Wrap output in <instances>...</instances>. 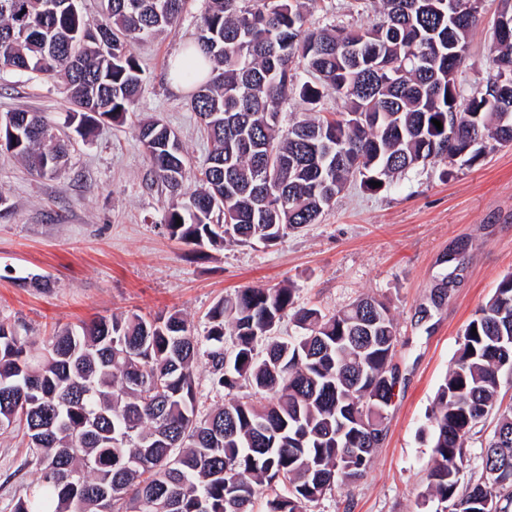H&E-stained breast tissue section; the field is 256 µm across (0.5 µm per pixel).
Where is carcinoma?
<instances>
[{"label": "carcinoma", "instance_id": "carcinoma-1", "mask_svg": "<svg viewBox=\"0 0 512 512\" xmlns=\"http://www.w3.org/2000/svg\"><path fill=\"white\" fill-rule=\"evenodd\" d=\"M186 2L99 0L91 20L79 0L52 13L44 0H0V72L64 77L68 122L88 138L105 120L123 122L146 81L132 46L172 27ZM440 2L382 0L384 20L363 29L309 26L305 0H211L185 47L211 62V75L179 71L195 87L190 107L211 143L193 190L183 189L189 160L176 132L159 119L139 125L151 171L170 193L168 235L199 248L274 244L317 223L353 180L373 192V181L385 186L464 149L474 164L483 156L469 147L475 138L486 151L512 143V0L498 14L508 28L493 29L496 74L456 102L444 75L464 64L479 12L469 6L450 27ZM91 26L97 36H83ZM355 46L379 54L357 62ZM427 49L434 63L408 59ZM327 89L344 111L288 123L280 115L288 97L311 111ZM0 151L54 177L68 144L44 116L19 110L0 126ZM288 313L300 334L282 339L273 331ZM396 346L384 302L365 297L326 315L294 306L289 286L219 300L203 336L178 312L132 313L58 331L36 347L0 322V426L23 431L39 471L12 512H254L262 487L277 485L284 492L265 512H303L370 469L385 437ZM201 355L214 397L231 395L204 414ZM506 374L512 273L466 325L428 417L434 512H484L487 499L512 512V404L497 405ZM244 386L261 401L236 394ZM493 413L479 476L466 481L465 442Z\"/></svg>", "mask_w": 512, "mask_h": 512}]
</instances>
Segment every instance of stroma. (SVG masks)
<instances>
[{
  "mask_svg": "<svg viewBox=\"0 0 512 512\" xmlns=\"http://www.w3.org/2000/svg\"><path fill=\"white\" fill-rule=\"evenodd\" d=\"M208 0H188L170 30L136 43L147 80L124 124L76 135L63 78L0 74V114L45 115L68 142L57 177L31 174L0 153V321L34 342L55 329L101 316L179 312L204 335L207 312L244 288L296 290L297 304L332 314L364 296L389 307L402 383L385 411L386 437L368 474L337 486L303 512H426L420 495L430 461L428 417L459 347L461 330L512 273V146L471 165L438 161L394 177L372 193L348 183L319 223L273 245L225 243L195 252L162 225L169 193L155 182L137 137L141 121L161 118L180 137L194 187L209 144L191 111V90H177L167 64L192 42ZM379 0H311L312 25L381 19ZM500 0H481L459 91L469 96L493 72L492 24ZM456 282L441 304L436 288ZM38 476L21 435L0 430V512H11Z\"/></svg>",
  "mask_w": 512,
  "mask_h": 512,
  "instance_id": "stroma-1",
  "label": "stroma"
}]
</instances>
